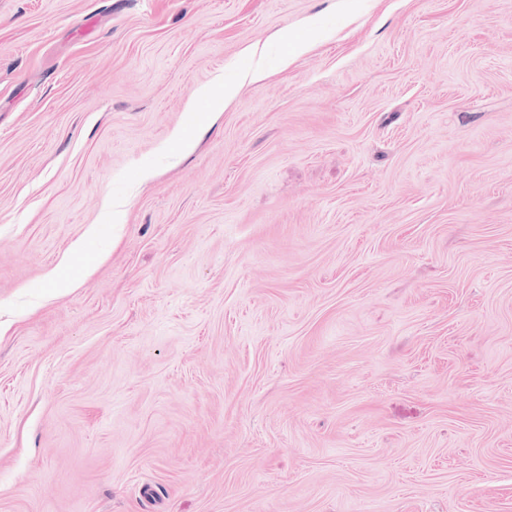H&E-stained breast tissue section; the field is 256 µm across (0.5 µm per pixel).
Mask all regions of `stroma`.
Listing matches in <instances>:
<instances>
[{
	"label": "stroma",
	"mask_w": 512,
	"mask_h": 512,
	"mask_svg": "<svg viewBox=\"0 0 512 512\" xmlns=\"http://www.w3.org/2000/svg\"><path fill=\"white\" fill-rule=\"evenodd\" d=\"M0 512H512V0H0Z\"/></svg>",
	"instance_id": "stroma-1"
}]
</instances>
